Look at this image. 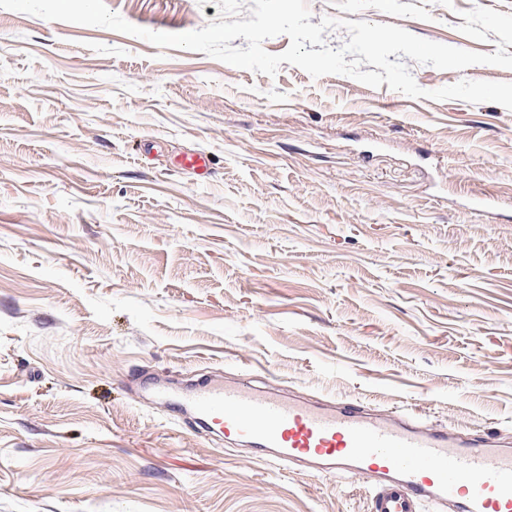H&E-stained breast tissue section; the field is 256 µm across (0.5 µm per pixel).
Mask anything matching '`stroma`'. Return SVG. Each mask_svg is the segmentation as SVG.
I'll list each match as a JSON object with an SVG mask.
<instances>
[{
    "label": "stroma",
    "instance_id": "1",
    "mask_svg": "<svg viewBox=\"0 0 512 512\" xmlns=\"http://www.w3.org/2000/svg\"><path fill=\"white\" fill-rule=\"evenodd\" d=\"M105 4L181 33L253 2ZM307 5L490 54L462 12L512 14ZM202 376L512 447V111L0 9V512H366L364 477L247 455L139 386Z\"/></svg>",
    "mask_w": 512,
    "mask_h": 512
}]
</instances>
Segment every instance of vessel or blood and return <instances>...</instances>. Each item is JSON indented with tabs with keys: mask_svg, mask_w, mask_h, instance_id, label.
<instances>
[{
	"mask_svg": "<svg viewBox=\"0 0 512 512\" xmlns=\"http://www.w3.org/2000/svg\"><path fill=\"white\" fill-rule=\"evenodd\" d=\"M153 392L255 456L371 476L368 512H422L429 503L450 512H512V451L493 435L463 437L413 416L373 415L353 402L322 405L215 380Z\"/></svg>",
	"mask_w": 512,
	"mask_h": 512,
	"instance_id": "b4317fda",
	"label": "vessel or blood"
}]
</instances>
